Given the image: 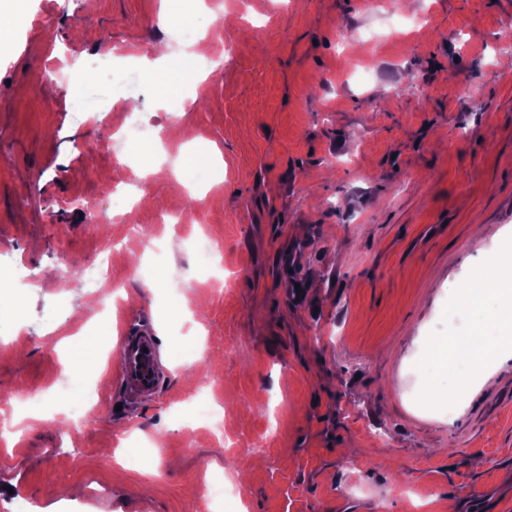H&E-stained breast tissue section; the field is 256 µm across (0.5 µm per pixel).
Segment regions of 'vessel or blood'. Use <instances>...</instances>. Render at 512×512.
<instances>
[{"label":"vessel or blood","mask_w":512,"mask_h":512,"mask_svg":"<svg viewBox=\"0 0 512 512\" xmlns=\"http://www.w3.org/2000/svg\"><path fill=\"white\" fill-rule=\"evenodd\" d=\"M117 359L120 388L129 399L151 395L165 377L160 341L150 325L123 330Z\"/></svg>","instance_id":"b4317fda"}]
</instances>
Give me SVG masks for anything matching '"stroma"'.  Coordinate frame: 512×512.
<instances>
[{
    "instance_id": "35a3bbf8",
    "label": "stroma",
    "mask_w": 512,
    "mask_h": 512,
    "mask_svg": "<svg viewBox=\"0 0 512 512\" xmlns=\"http://www.w3.org/2000/svg\"><path fill=\"white\" fill-rule=\"evenodd\" d=\"M174 5L203 26L162 28L159 0H26L0 46V411L21 418L0 440V507L205 512L219 473L241 491L231 512H512V359L448 412L410 382L449 293L512 239V0ZM159 40L213 60L195 104L189 67L125 83ZM92 53L119 57L112 91L37 89ZM132 113L151 132L139 162L179 161L178 127L224 170L205 192L158 180L156 205L102 223L112 190L140 183L110 151ZM18 262L33 285L2 279ZM141 321L168 375L131 427L116 352ZM99 325L104 371L74 377L62 339ZM198 396L222 427L193 418ZM137 441L160 479L113 463Z\"/></svg>"
}]
</instances>
